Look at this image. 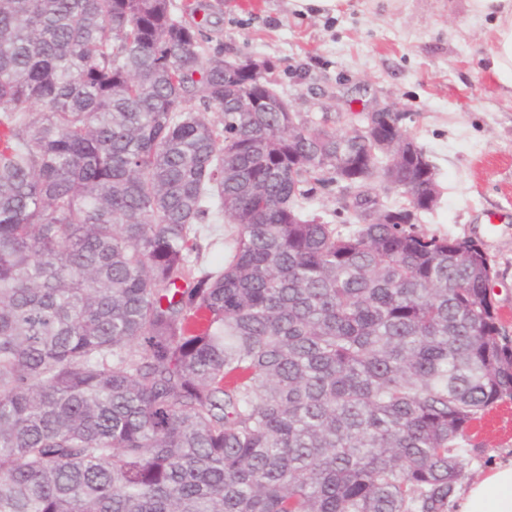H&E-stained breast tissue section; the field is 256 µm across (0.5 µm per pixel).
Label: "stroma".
<instances>
[{"label": "stroma", "mask_w": 512, "mask_h": 512, "mask_svg": "<svg viewBox=\"0 0 512 512\" xmlns=\"http://www.w3.org/2000/svg\"><path fill=\"white\" fill-rule=\"evenodd\" d=\"M207 51L270 61L298 120L375 105L405 111L409 135L436 168L439 197L423 232L482 243L502 323L512 336V94L485 62L492 45L465 0H341L304 15L290 0H210ZM460 488L512 457V401L468 432Z\"/></svg>", "instance_id": "35a3bbf8"}]
</instances>
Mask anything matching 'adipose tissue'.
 Returning a JSON list of instances; mask_svg holds the SVG:
<instances>
[{
  "label": "adipose tissue",
  "instance_id": "adipose-tissue-1",
  "mask_svg": "<svg viewBox=\"0 0 512 512\" xmlns=\"http://www.w3.org/2000/svg\"><path fill=\"white\" fill-rule=\"evenodd\" d=\"M471 19L494 32L487 67L512 90V0H465ZM457 512H512V459L498 463L461 496Z\"/></svg>",
  "mask_w": 512,
  "mask_h": 512
}]
</instances>
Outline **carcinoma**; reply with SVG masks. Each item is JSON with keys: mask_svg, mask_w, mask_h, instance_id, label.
<instances>
[{"mask_svg": "<svg viewBox=\"0 0 512 512\" xmlns=\"http://www.w3.org/2000/svg\"><path fill=\"white\" fill-rule=\"evenodd\" d=\"M253 62L172 0H0V512H448L512 399L489 255L407 221L431 160L374 151L406 113L241 112L282 107ZM369 179L406 202L305 211ZM341 196L342 189L336 184L326 188H317L309 200L308 210L331 224H342L345 216L338 214ZM228 226L224 225V220L220 221L217 225L212 226V237L204 236L201 240L203 249L201 255V262L205 265L216 266L223 262L224 258V234H226V230ZM215 238H220L219 240H214ZM212 241L215 244L208 245V243Z\"/></svg>", "mask_w": 512, "mask_h": 512, "instance_id": "carcinoma-1", "label": "carcinoma"}]
</instances>
